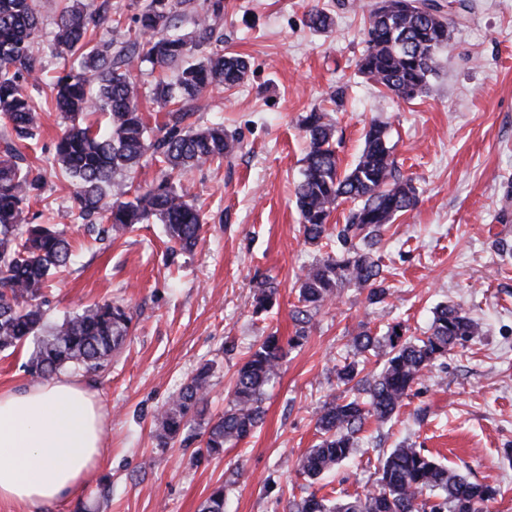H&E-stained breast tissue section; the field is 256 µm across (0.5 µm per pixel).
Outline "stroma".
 <instances>
[{
	"label": "stroma",
	"instance_id": "stroma-1",
	"mask_svg": "<svg viewBox=\"0 0 512 512\" xmlns=\"http://www.w3.org/2000/svg\"><path fill=\"white\" fill-rule=\"evenodd\" d=\"M376 0H224V49L249 59L240 85L207 92L191 121H220L240 148L203 163L183 188L203 207L204 239L170 252L162 225L139 224L97 241L68 210L66 181L49 177L26 220L70 227L76 257L45 290L47 325L105 301L127 305L132 329L98 373L83 374L111 414L95 480L68 505L46 512H199L216 486L224 512H289L298 459L317 443L323 400L342 396L336 364L361 327L402 322L424 331L437 304L461 305L482 333L426 373L417 393L387 423L382 448L427 449L468 479L498 488L489 512H512V0H467L450 17L451 38L427 93L400 100L358 73L364 30ZM334 19L309 28L311 7ZM50 55L27 78L43 126L28 150L55 165L62 128L49 83ZM342 105H334L337 89ZM335 112L342 168L363 148L365 126L386 125L401 178L419 203L390 224L379 246L393 295L369 305L347 288L314 315L302 346L289 349L255 432L223 455L194 461V447L156 445L152 413L200 365L216 361L210 412H223L236 372L261 336H294L298 279L322 256L305 243L294 187L306 150L300 120ZM278 285L274 305L254 314L257 285ZM375 465L356 456L315 481L317 495L342 499L374 485Z\"/></svg>",
	"mask_w": 512,
	"mask_h": 512
}]
</instances>
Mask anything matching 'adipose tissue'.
<instances>
[{
    "mask_svg": "<svg viewBox=\"0 0 512 512\" xmlns=\"http://www.w3.org/2000/svg\"><path fill=\"white\" fill-rule=\"evenodd\" d=\"M107 428L80 380L0 389V502L40 512L71 501L97 472Z\"/></svg>",
    "mask_w": 512,
    "mask_h": 512,
    "instance_id": "obj_1",
    "label": "adipose tissue"
}]
</instances>
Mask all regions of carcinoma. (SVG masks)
I'll use <instances>...</instances> for the list:
<instances>
[{
    "instance_id": "carcinoma-1",
    "label": "carcinoma",
    "mask_w": 512,
    "mask_h": 512,
    "mask_svg": "<svg viewBox=\"0 0 512 512\" xmlns=\"http://www.w3.org/2000/svg\"><path fill=\"white\" fill-rule=\"evenodd\" d=\"M443 8L438 0H390L387 7H375L359 72L399 99L423 94L436 75L437 54L450 39ZM223 16L224 0H208L194 31L175 34L171 0H147L134 18V32L115 43L99 35V28L112 22L108 9L89 11L82 0H69L63 7L46 46L52 56L73 61L53 83L52 102L65 120L54 151L73 187L71 212L80 223L107 224L116 235L136 224H161L171 250L190 252L196 247L204 218L201 207L184 192L182 179L202 163L223 161L239 142L227 135L221 122L196 128L188 120L209 89L232 88L249 70L244 58L224 53L223 39L215 35ZM308 22L318 31L332 26V18L316 6ZM38 38L37 0H0V117L9 126L0 137V351L33 339L27 372L49 381L66 369H105L123 348L133 316L121 303L104 302L43 330V289L50 277L71 264L73 249L67 227L23 223L26 206L47 184V170L29 162L22 151L23 142L35 139L41 127L39 107L24 86L25 77L41 68ZM194 54L200 55L198 61L185 65L175 81L155 84L152 100L164 115L150 127L138 107L131 70L145 64L164 69ZM96 112L105 125L87 120ZM301 123L309 141L296 186L304 237L322 248L331 213L339 200H350L355 208L338 231L339 247L325 253L299 280L295 336L285 342L271 333L250 348L222 416L205 418L213 361L201 366L154 413L162 446L192 432L202 438L203 447L196 453L200 459L222 455L244 441L263 420L264 397L279 375L287 348L302 344L314 313L335 301L344 286L367 290L371 305L392 296L375 247L398 214L417 204L418 196L412 181L397 176L386 127L369 125L357 161L343 171L328 113L309 112ZM150 160L158 164L151 184L143 191L132 189L127 174ZM276 293L272 283L260 282L254 312L271 307ZM479 333L478 322L467 310L448 303L434 308L421 336L407 335L400 323L388 325L380 336L360 330L352 337L353 356L336 366L337 383L353 397L323 402L316 420L319 442L300 458L297 474L314 480L368 452L360 442L367 424L389 421L432 366ZM371 353L384 357L377 373L365 371L358 360ZM375 452L377 479L372 489L345 500L312 492L293 500L292 512H487L498 495L495 488L469 481L423 448ZM201 512H224V487L210 493Z\"/></svg>"
}]
</instances>
